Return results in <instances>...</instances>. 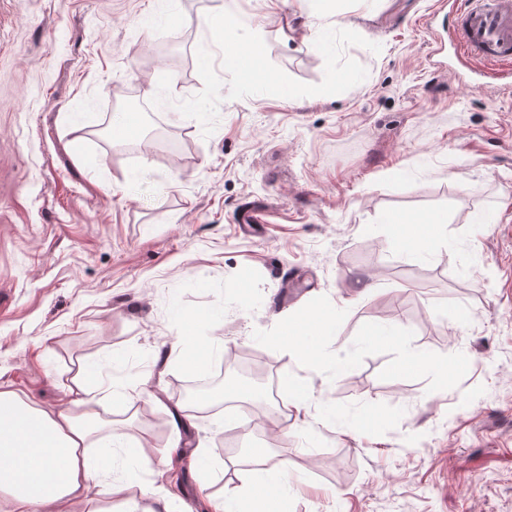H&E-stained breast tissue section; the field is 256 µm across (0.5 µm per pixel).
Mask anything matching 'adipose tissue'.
I'll return each instance as SVG.
<instances>
[{
    "instance_id": "obj_1",
    "label": "adipose tissue",
    "mask_w": 512,
    "mask_h": 512,
    "mask_svg": "<svg viewBox=\"0 0 512 512\" xmlns=\"http://www.w3.org/2000/svg\"><path fill=\"white\" fill-rule=\"evenodd\" d=\"M70 408L54 410L0 390V512H71L82 502L87 512H101L100 502L120 500L122 512H142L137 500L126 498L127 486L111 470L92 468L85 453L100 440L118 441L111 420L99 407L110 400L127 408L132 397L75 377L67 388ZM205 446L172 448L173 473L197 474L196 488L209 512H284L280 483L288 477L287 463H278L275 477L251 476L238 492L216 495L200 469Z\"/></svg>"
}]
</instances>
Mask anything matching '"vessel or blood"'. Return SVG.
I'll list each match as a JSON object with an SVG mask.
<instances>
[{"label":"vessel or blood","instance_id":"obj_1","mask_svg":"<svg viewBox=\"0 0 512 512\" xmlns=\"http://www.w3.org/2000/svg\"><path fill=\"white\" fill-rule=\"evenodd\" d=\"M453 15L458 57L482 60L489 76L503 80L512 71V0H461Z\"/></svg>","mask_w":512,"mask_h":512}]
</instances>
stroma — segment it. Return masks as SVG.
<instances>
[{
    "label": "stroma",
    "instance_id": "1",
    "mask_svg": "<svg viewBox=\"0 0 512 512\" xmlns=\"http://www.w3.org/2000/svg\"><path fill=\"white\" fill-rule=\"evenodd\" d=\"M439 2L339 0L317 42L319 0H0V389L136 393L113 416L150 456L114 461L134 496L178 440L217 491L273 449L288 512H512V92L458 63ZM224 7L222 43L198 21ZM321 308L307 364L275 339ZM250 350L280 364L263 404L177 433L181 384ZM287 375L309 411L281 416Z\"/></svg>",
    "mask_w": 512,
    "mask_h": 512
}]
</instances>
